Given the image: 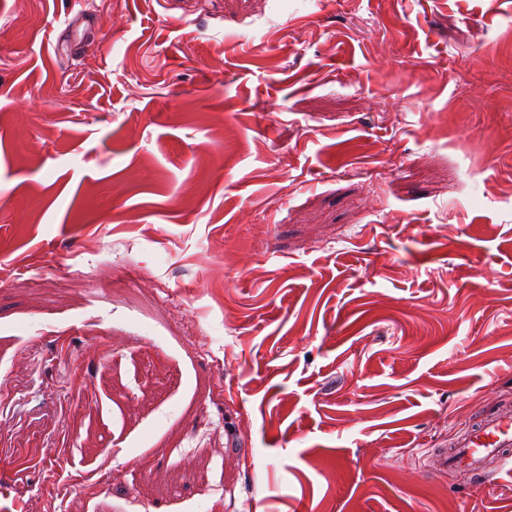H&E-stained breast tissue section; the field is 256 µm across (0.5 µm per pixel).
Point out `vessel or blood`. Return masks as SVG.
<instances>
[{"mask_svg":"<svg viewBox=\"0 0 512 512\" xmlns=\"http://www.w3.org/2000/svg\"><path fill=\"white\" fill-rule=\"evenodd\" d=\"M496 469L512 465V412L482 420L453 443L450 449L438 455L441 468H464L480 476H487V462Z\"/></svg>","mask_w":512,"mask_h":512,"instance_id":"obj_1","label":"vessel or blood"}]
</instances>
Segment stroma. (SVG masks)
Masks as SVG:
<instances>
[{"instance_id": "35a3bbf8", "label": "stroma", "mask_w": 512, "mask_h": 512, "mask_svg": "<svg viewBox=\"0 0 512 512\" xmlns=\"http://www.w3.org/2000/svg\"><path fill=\"white\" fill-rule=\"evenodd\" d=\"M512 0H0V505L512 512ZM512 447V412L482 420L476 427L458 438L452 447L438 454V465L443 468H465L483 477H492L506 466L512 457L505 448ZM494 460L493 470H487V461Z\"/></svg>"}]
</instances>
